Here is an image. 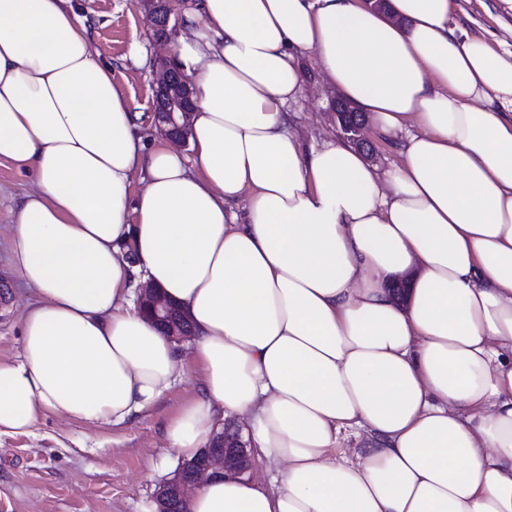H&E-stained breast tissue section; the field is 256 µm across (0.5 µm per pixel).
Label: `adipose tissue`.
Here are the masks:
<instances>
[{
	"instance_id": "ef3b65f1",
	"label": "adipose tissue",
	"mask_w": 512,
	"mask_h": 512,
	"mask_svg": "<svg viewBox=\"0 0 512 512\" xmlns=\"http://www.w3.org/2000/svg\"><path fill=\"white\" fill-rule=\"evenodd\" d=\"M452 10L201 0L174 49L188 160L147 147L70 0H0V163L34 175L0 235L30 295L0 435L119 424L191 373L175 457L235 419L275 468L204 480L192 512H512V48ZM305 50L397 142L387 177L291 132ZM137 279L188 313L189 348ZM137 305L158 326L166 328L168 336L176 343L182 344L192 338L189 319L179 305L167 299L154 284L146 282L138 286ZM189 344L190 341L181 347L186 349Z\"/></svg>"
}]
</instances>
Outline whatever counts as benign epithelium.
Wrapping results in <instances>:
<instances>
[{"mask_svg":"<svg viewBox=\"0 0 512 512\" xmlns=\"http://www.w3.org/2000/svg\"><path fill=\"white\" fill-rule=\"evenodd\" d=\"M180 0H140L150 16L157 34L168 40L176 33L170 25L171 14ZM155 125L172 142L186 145L191 132L194 109V88L184 73L165 62L159 67L156 78ZM343 136L358 147L368 145L364 138L366 116L356 112L341 101L333 104ZM137 305L157 325L166 328L168 336L178 344L192 338L188 318L179 305L166 298L160 289L150 282L138 286ZM250 469L247 444L239 434L224 430L217 434L212 445L202 456L182 463L157 490L156 512H190L189 499L199 480L208 472L244 475Z\"/></svg>","mask_w":512,"mask_h":512,"instance_id":"obj_1","label":"benign epithelium"}]
</instances>
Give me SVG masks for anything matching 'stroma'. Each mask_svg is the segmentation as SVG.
Returning <instances> with one entry per match:
<instances>
[{
	"label": "stroma",
	"instance_id": "1",
	"mask_svg": "<svg viewBox=\"0 0 512 512\" xmlns=\"http://www.w3.org/2000/svg\"><path fill=\"white\" fill-rule=\"evenodd\" d=\"M453 20L473 34L495 33L512 43V10L503 0H455ZM88 26L100 60L112 67V81L140 114L148 146L167 140L152 117L153 81L174 42L153 31L137 0H71ZM304 73L299 96L290 101L292 132L305 145L340 137L332 104L339 91L323 77L316 55L300 57ZM33 186L28 174L0 164V229L9 211ZM25 296L0 258V359L20 348L19 318ZM196 383L184 376L152 408L119 425L67 422L48 415L29 435L0 436V512H142L176 469L164 427L194 396Z\"/></svg>",
	"mask_w": 512,
	"mask_h": 512
}]
</instances>
